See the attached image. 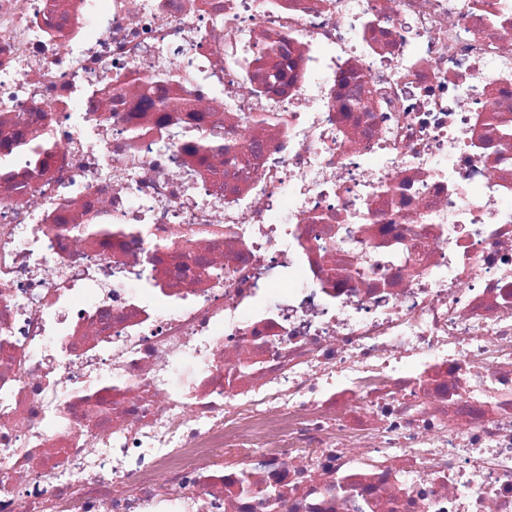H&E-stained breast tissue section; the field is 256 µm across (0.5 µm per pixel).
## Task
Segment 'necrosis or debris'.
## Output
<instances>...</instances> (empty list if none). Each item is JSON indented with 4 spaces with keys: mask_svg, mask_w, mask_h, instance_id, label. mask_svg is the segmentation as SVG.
Returning <instances> with one entry per match:
<instances>
[{
    "mask_svg": "<svg viewBox=\"0 0 512 512\" xmlns=\"http://www.w3.org/2000/svg\"><path fill=\"white\" fill-rule=\"evenodd\" d=\"M0 512H512V0H0Z\"/></svg>",
    "mask_w": 512,
    "mask_h": 512,
    "instance_id": "obj_1",
    "label": "necrosis or debris"
}]
</instances>
